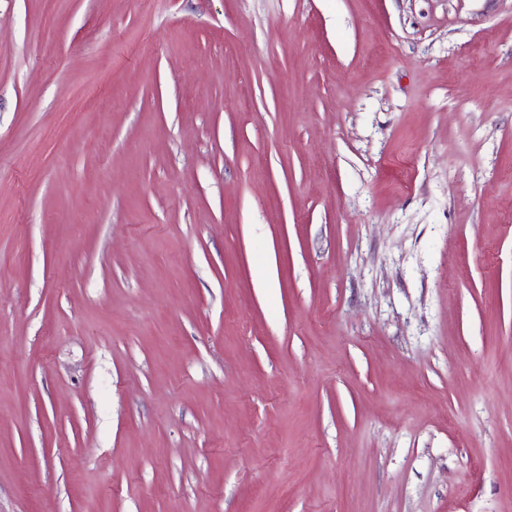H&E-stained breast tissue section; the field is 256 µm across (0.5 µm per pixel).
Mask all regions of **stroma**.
<instances>
[{
	"label": "stroma",
	"mask_w": 512,
	"mask_h": 512,
	"mask_svg": "<svg viewBox=\"0 0 512 512\" xmlns=\"http://www.w3.org/2000/svg\"><path fill=\"white\" fill-rule=\"evenodd\" d=\"M0 512H512V0H0Z\"/></svg>",
	"instance_id": "obj_1"
}]
</instances>
